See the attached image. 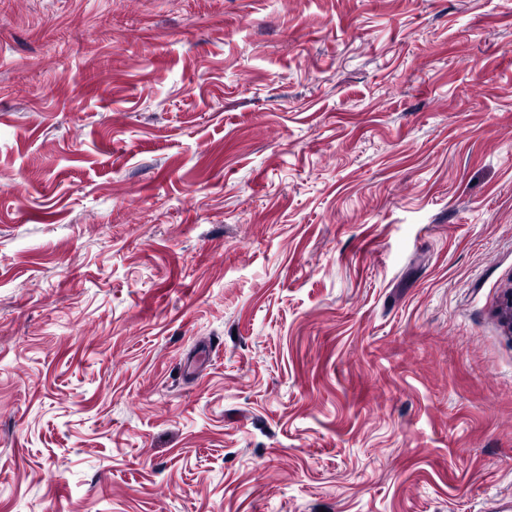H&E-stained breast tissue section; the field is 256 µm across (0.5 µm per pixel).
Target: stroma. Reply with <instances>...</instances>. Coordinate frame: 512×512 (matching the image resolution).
<instances>
[{
  "instance_id": "obj_1",
  "label": "stroma",
  "mask_w": 512,
  "mask_h": 512,
  "mask_svg": "<svg viewBox=\"0 0 512 512\" xmlns=\"http://www.w3.org/2000/svg\"><path fill=\"white\" fill-rule=\"evenodd\" d=\"M512 0H0V512H512Z\"/></svg>"
}]
</instances>
